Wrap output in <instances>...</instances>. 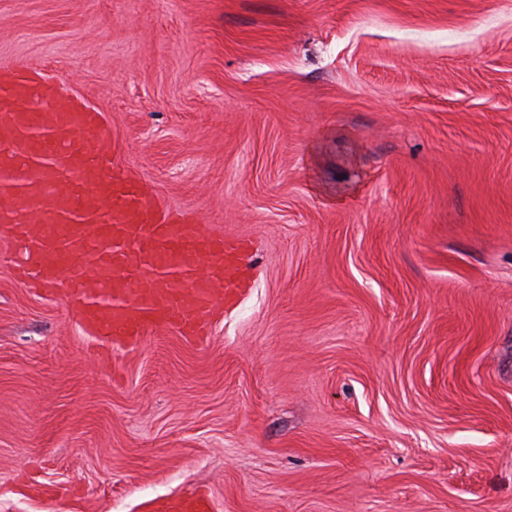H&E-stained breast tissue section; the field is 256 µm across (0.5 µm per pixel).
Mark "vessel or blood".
I'll use <instances>...</instances> for the list:
<instances>
[{
  "label": "vessel or blood",
  "instance_id": "obj_1",
  "mask_svg": "<svg viewBox=\"0 0 512 512\" xmlns=\"http://www.w3.org/2000/svg\"><path fill=\"white\" fill-rule=\"evenodd\" d=\"M0 240L16 281L61 298L102 349L158 330L200 342L249 278L245 239L121 172L101 112L43 71L0 60ZM150 512H210L206 494Z\"/></svg>",
  "mask_w": 512,
  "mask_h": 512
}]
</instances>
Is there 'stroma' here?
<instances>
[{
	"label": "stroma",
	"mask_w": 512,
	"mask_h": 512,
	"mask_svg": "<svg viewBox=\"0 0 512 512\" xmlns=\"http://www.w3.org/2000/svg\"><path fill=\"white\" fill-rule=\"evenodd\" d=\"M1 58L255 276L99 358L0 246V512H512V0H0ZM148 507L153 512H210L211 504L204 493L163 501H150Z\"/></svg>",
	"instance_id": "stroma-1"
}]
</instances>
